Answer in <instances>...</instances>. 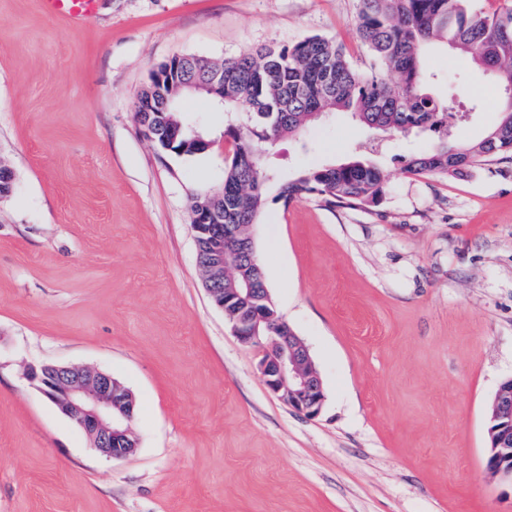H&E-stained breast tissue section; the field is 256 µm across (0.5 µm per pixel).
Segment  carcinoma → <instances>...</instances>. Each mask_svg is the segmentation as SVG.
I'll use <instances>...</instances> for the list:
<instances>
[{
    "label": "carcinoma",
    "mask_w": 512,
    "mask_h": 512,
    "mask_svg": "<svg viewBox=\"0 0 512 512\" xmlns=\"http://www.w3.org/2000/svg\"><path fill=\"white\" fill-rule=\"evenodd\" d=\"M357 35L373 58L369 71L349 62L344 48L321 36L289 46L261 47L214 62L190 55L182 64L189 79L224 78V140L233 156L224 168V223L249 226L262 211L269 186L290 201L317 197L330 204L358 206L378 199L384 171L375 159V141L423 133L435 137L406 159L415 175L453 177L498 154L512 153V101L501 97L499 117L490 129L498 136L477 142L449 141L448 116L466 117L460 94L450 86L443 96L432 87L438 74L427 65L432 49L471 58L497 84L512 78V12L492 17L471 0H360ZM157 77L144 86L136 118L146 137L165 143L171 122L187 133L197 130L180 112L163 111ZM344 113L373 132L355 145L348 159L277 170L278 142L302 135L329 114Z\"/></svg>",
    "instance_id": "cac0c4a2"
}]
</instances>
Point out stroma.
I'll list each match as a JSON object with an SVG mask.
<instances>
[{"label":"stroma","instance_id":"obj_1","mask_svg":"<svg viewBox=\"0 0 512 512\" xmlns=\"http://www.w3.org/2000/svg\"><path fill=\"white\" fill-rule=\"evenodd\" d=\"M358 0H98L74 22L0 0V512H512L485 467L490 406L512 377V157L459 177L414 175L426 135L385 141L378 202L268 191L250 228L265 283L323 382L307 418L269 391L257 349L211 301L193 196L221 187L233 146L199 95L211 141L162 150L136 119L175 55L224 59L310 36L372 59ZM436 92L461 87L456 142L497 120L492 76L440 50ZM346 115L280 141L285 170L368 139ZM85 365L134 394L139 446L100 456L27 379Z\"/></svg>","mask_w":512,"mask_h":512}]
</instances>
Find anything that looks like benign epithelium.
I'll list each match as a JSON object with an SVG mask.
<instances>
[{
    "label": "benign epithelium",
    "instance_id": "benign-epithelium-1",
    "mask_svg": "<svg viewBox=\"0 0 512 512\" xmlns=\"http://www.w3.org/2000/svg\"><path fill=\"white\" fill-rule=\"evenodd\" d=\"M168 86L166 102L171 103L194 83L185 81L176 69L168 74ZM193 231L209 243L204 286L237 339L258 350V366L268 389L296 412L318 416L325 401L320 374L305 344L277 316L266 289L255 287L262 271L254 264L249 241L224 224V204L218 198L208 197L199 205ZM226 254L236 257V272L250 287H220ZM262 327L268 335H259ZM27 378L91 438L102 456L121 459L134 452L136 440L129 429L134 398L111 374L85 366L42 365L28 368ZM487 433L486 469L512 483V378L494 395Z\"/></svg>",
    "mask_w": 512,
    "mask_h": 512
}]
</instances>
